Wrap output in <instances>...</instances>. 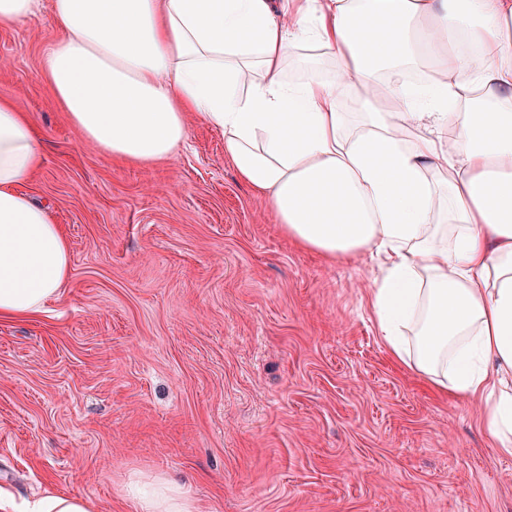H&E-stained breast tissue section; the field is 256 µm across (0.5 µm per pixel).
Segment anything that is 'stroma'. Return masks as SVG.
Wrapping results in <instances>:
<instances>
[{
	"instance_id": "1",
	"label": "stroma",
	"mask_w": 512,
	"mask_h": 512,
	"mask_svg": "<svg viewBox=\"0 0 512 512\" xmlns=\"http://www.w3.org/2000/svg\"><path fill=\"white\" fill-rule=\"evenodd\" d=\"M50 11L0 27V98L43 136L29 192L70 240L60 300L0 320V490L138 512L127 483L166 475L201 512H512L482 405L386 348L376 259L294 245L203 122L151 168L85 142L41 77Z\"/></svg>"
}]
</instances>
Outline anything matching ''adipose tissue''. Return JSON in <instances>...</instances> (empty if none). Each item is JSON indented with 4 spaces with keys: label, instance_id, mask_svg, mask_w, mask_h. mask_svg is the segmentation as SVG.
Listing matches in <instances>:
<instances>
[{
    "label": "adipose tissue",
    "instance_id": "obj_1",
    "mask_svg": "<svg viewBox=\"0 0 512 512\" xmlns=\"http://www.w3.org/2000/svg\"><path fill=\"white\" fill-rule=\"evenodd\" d=\"M63 32L41 75L85 141L173 159L198 119L282 232L331 259L369 253V305L391 355L485 407L512 455V0H52ZM317 48L331 79L290 82ZM418 65L464 76L409 81ZM356 93L351 130L338 108ZM30 115L0 98V319L60 299L70 247L28 185ZM139 512H196L174 479L128 484Z\"/></svg>",
    "mask_w": 512,
    "mask_h": 512
}]
</instances>
